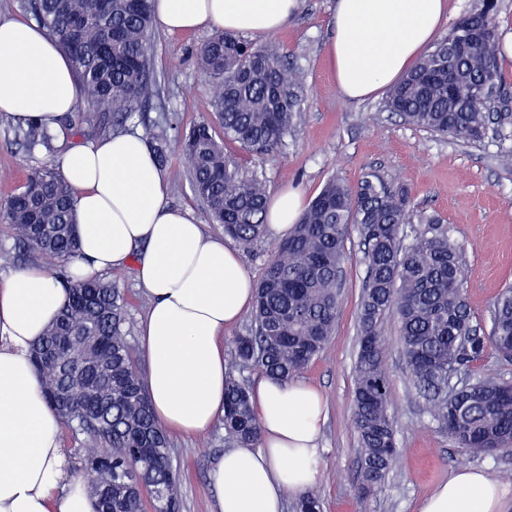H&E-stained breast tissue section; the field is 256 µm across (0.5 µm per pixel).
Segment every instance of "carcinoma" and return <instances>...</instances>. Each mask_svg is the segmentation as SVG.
Segmentation results:
<instances>
[{"instance_id":"carcinoma-1","label":"carcinoma","mask_w":512,"mask_h":512,"mask_svg":"<svg viewBox=\"0 0 512 512\" xmlns=\"http://www.w3.org/2000/svg\"><path fill=\"white\" fill-rule=\"evenodd\" d=\"M40 25L69 56L81 107L69 115L81 131L88 113L121 125L137 117L158 95L150 62L153 0H31ZM498 31V11L484 0L457 22L435 49L398 85L384 107L405 123L453 141L479 142L500 135L512 116L490 108L500 97L493 38L462 50L470 29ZM202 74L212 87V116L189 128L176 113L165 117L147 142L159 164L170 141L182 152L195 196L224 236L243 247L266 233L267 194L248 177L227 146L275 155L287 145L305 86L279 52L278 38L255 46L220 31L196 48ZM477 84L489 99L472 97ZM17 137L30 151L51 147L52 133L31 122ZM14 246L49 261L75 256L77 231L68 184L53 169L33 170L0 204ZM412 220L410 196L374 172L354 186L328 179L266 261L254 306L227 358L224 381V443L255 448L260 427L250 408L247 369L283 381L296 378L332 335L341 298V264L350 229L360 240L366 268L357 328L353 424L359 443V492L381 484L398 453L390 413L389 376L381 325L394 317L408 379L424 413L462 448L512 454V382L495 376L449 386L453 372L466 373L488 349L512 358V288L489 311L490 330L473 321L464 283L463 252L435 216ZM71 301L36 344L53 350L64 367L35 365L48 402L78 389L76 414L67 422L102 448L88 451L81 478L98 499V512H179V477L167 435L152 415L149 394L136 370L126 330L127 300L116 282L68 285ZM296 512H322L309 492Z\"/></svg>"}]
</instances>
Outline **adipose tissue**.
Returning <instances> with one entry per match:
<instances>
[{
  "label": "adipose tissue",
  "instance_id": "obj_1",
  "mask_svg": "<svg viewBox=\"0 0 512 512\" xmlns=\"http://www.w3.org/2000/svg\"><path fill=\"white\" fill-rule=\"evenodd\" d=\"M299 7L300 0H154L153 17L168 33L219 28L260 39ZM447 19L448 0H336L326 53L341 93L363 99L399 82ZM77 104L70 61L55 39L30 21L0 16V114L58 132ZM60 167L73 192L77 256L62 278L32 264L0 281V512H97L69 474L61 417L29 356L67 305V282L135 263L149 298L139 334L151 363L152 412L160 427L185 434L223 415L224 331L255 297L239 247L168 204L166 172L141 133L66 142ZM307 204L302 190L279 189L269 199V228L287 234ZM250 396L260 444L227 449L212 469L218 512H283L287 494L318 478L325 399L303 381L264 376ZM511 496L483 471L460 469L419 512H501Z\"/></svg>",
  "mask_w": 512,
  "mask_h": 512
}]
</instances>
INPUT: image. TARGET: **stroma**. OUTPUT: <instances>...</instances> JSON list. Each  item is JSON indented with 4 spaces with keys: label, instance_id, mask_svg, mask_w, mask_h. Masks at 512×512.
I'll return each instance as SVG.
<instances>
[{
    "label": "stroma",
    "instance_id": "1",
    "mask_svg": "<svg viewBox=\"0 0 512 512\" xmlns=\"http://www.w3.org/2000/svg\"><path fill=\"white\" fill-rule=\"evenodd\" d=\"M336 0H301L298 12L278 32L280 51L299 68L307 100L295 134L276 156L239 153L243 169L264 180L267 192L288 185L314 198L331 176L356 184L367 171L387 183L406 186L417 210L438 214L449 237L465 249L468 301L474 321H488V309L498 293L512 285V167H503L499 154L512 150V124L501 137L477 143L450 141L404 124L387 112L383 98L350 100L336 86L325 55ZM211 35L202 29L186 33L152 32V66L160 96L146 111L145 120L126 127L145 132L164 114L178 113L183 125L200 121L210 111V87L195 55ZM17 124L0 115V200L23 183L29 170L55 166L62 151H27L15 138ZM164 169L168 201L190 209L196 223L209 234L223 235L211 223L205 205L194 195L187 167L177 144L168 148ZM341 309L336 330L324 350L302 373V381L318 388L327 403V420L319 441L321 469L312 490L323 512H418L420 502L455 471L483 470L504 481L512 474V454H480L458 447L424 414L406 377L398 324L386 319L385 360L389 368L391 413L395 420L399 455L382 487L368 498L358 496V442L352 425L353 365L357 343V313L365 268L357 236L345 242ZM127 295V328L139 371H146L139 324L149 299L133 268L106 275ZM174 463L180 472L181 512H217V493L209 473L223 455L224 429L187 436L170 432Z\"/></svg>",
    "mask_w": 512,
    "mask_h": 512
}]
</instances>
